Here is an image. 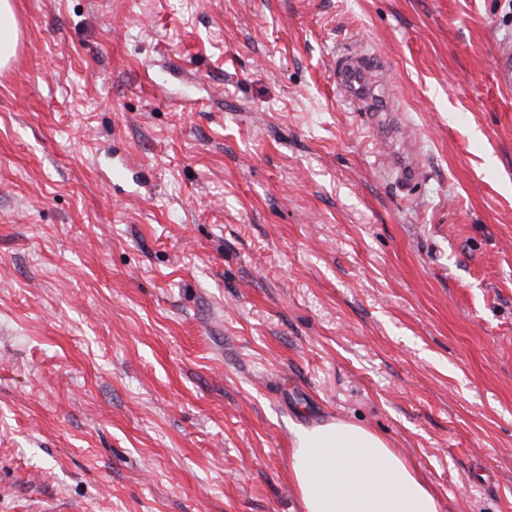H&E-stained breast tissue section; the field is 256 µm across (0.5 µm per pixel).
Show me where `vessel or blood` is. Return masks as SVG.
<instances>
[{
  "mask_svg": "<svg viewBox=\"0 0 512 512\" xmlns=\"http://www.w3.org/2000/svg\"><path fill=\"white\" fill-rule=\"evenodd\" d=\"M336 86L354 110L360 112L368 124H376L379 112H394L398 106L390 93L391 86L381 75L380 67L374 65L366 52H349L334 62ZM397 136L401 149L390 152V165L396 169L402 182H413L419 175L415 162L413 139L406 124H399Z\"/></svg>",
  "mask_w": 512,
  "mask_h": 512,
  "instance_id": "vessel-or-blood-1",
  "label": "vessel or blood"
}]
</instances>
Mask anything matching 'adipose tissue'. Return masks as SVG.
<instances>
[{
	"instance_id": "ef3b65f1",
	"label": "adipose tissue",
	"mask_w": 512,
	"mask_h": 512,
	"mask_svg": "<svg viewBox=\"0 0 512 512\" xmlns=\"http://www.w3.org/2000/svg\"><path fill=\"white\" fill-rule=\"evenodd\" d=\"M289 480L302 512H440L434 490L404 457L345 420L295 432Z\"/></svg>"
}]
</instances>
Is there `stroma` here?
Returning a JSON list of instances; mask_svg holds the SVG:
<instances>
[{
    "label": "stroma",
    "mask_w": 512,
    "mask_h": 512,
    "mask_svg": "<svg viewBox=\"0 0 512 512\" xmlns=\"http://www.w3.org/2000/svg\"><path fill=\"white\" fill-rule=\"evenodd\" d=\"M15 3L0 512H299L293 434L336 419L512 512V0ZM381 72L382 68L374 65L373 58L364 51L348 52L334 62L336 87L369 125L377 124V112H400L390 93L391 85ZM376 101L379 108L374 105ZM397 136L400 141L401 150L399 152L390 151V166L397 170L399 179L405 183H412L419 175V165L415 162V152L413 149V138L407 131V125L399 123L397 127ZM401 160H399V155Z\"/></svg>",
    "instance_id": "35a3bbf8"
}]
</instances>
